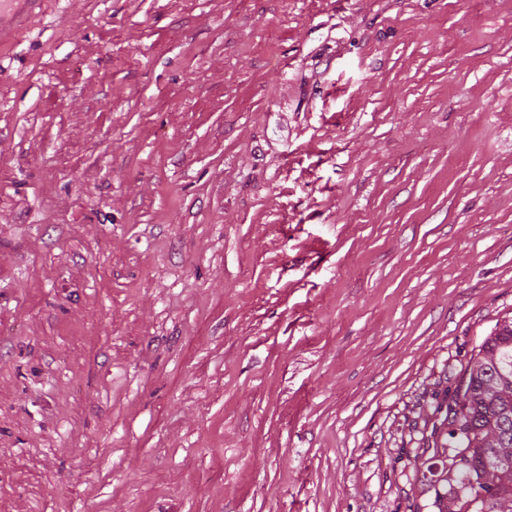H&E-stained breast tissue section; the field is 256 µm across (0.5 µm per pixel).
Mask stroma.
Listing matches in <instances>:
<instances>
[{"mask_svg": "<svg viewBox=\"0 0 512 512\" xmlns=\"http://www.w3.org/2000/svg\"><path fill=\"white\" fill-rule=\"evenodd\" d=\"M512 315V0H49L0 51V512H435Z\"/></svg>", "mask_w": 512, "mask_h": 512, "instance_id": "stroma-1", "label": "stroma"}]
</instances>
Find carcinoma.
Listing matches in <instances>:
<instances>
[{"mask_svg":"<svg viewBox=\"0 0 512 512\" xmlns=\"http://www.w3.org/2000/svg\"><path fill=\"white\" fill-rule=\"evenodd\" d=\"M443 442L415 463L431 473L437 512H512V318L479 346L443 407Z\"/></svg>","mask_w":512,"mask_h":512,"instance_id":"cac0c4a2","label":"carcinoma"}]
</instances>
